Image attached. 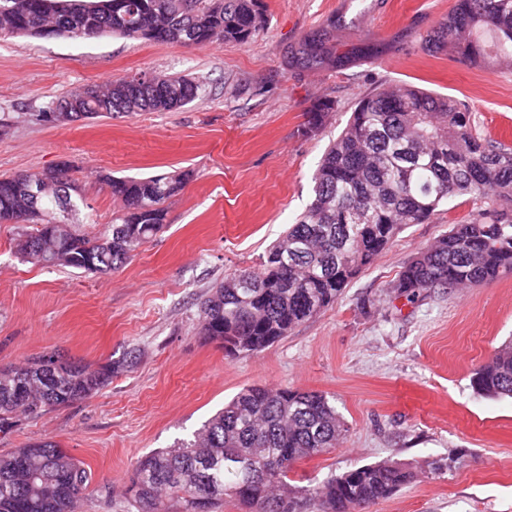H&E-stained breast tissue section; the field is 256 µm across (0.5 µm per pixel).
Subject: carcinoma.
Returning a JSON list of instances; mask_svg holds the SVG:
<instances>
[{
    "mask_svg": "<svg viewBox=\"0 0 512 512\" xmlns=\"http://www.w3.org/2000/svg\"><path fill=\"white\" fill-rule=\"evenodd\" d=\"M264 22L261 0H0V38L121 34L188 47L248 43ZM428 53L451 50L477 61L491 56L512 66V0H456L448 17L423 37ZM305 68L334 67L340 59L323 35L304 40L296 56ZM204 84L187 76L140 74L95 85L83 118L170 112L193 101ZM69 96L38 115H56ZM336 108L319 99L304 133L318 132ZM187 173L104 178L121 201L103 233L89 239L69 216L86 207L62 162L39 174L0 179V224H36L15 241L16 253L37 264L110 275L162 229V204L178 195ZM304 213L263 256L259 273L224 278L202 300L201 333L230 353L256 355L303 321L333 305L351 280L409 224H422L453 198L473 207L448 234L409 260L392 281L409 303L428 291L481 285L512 272V148L482 134L461 102L413 85L378 87L358 101L313 177ZM41 187L32 199L24 186ZM133 358L91 369L75 361L49 376L40 359L0 369V434L17 416L88 399L128 371ZM488 399H512V345H502L472 375ZM347 427L329 397L317 392L242 389L190 438L138 460L127 493L138 512H213L230 498L253 512H277L280 501L317 505V512H361L415 478L405 464L384 460L353 467L310 487L288 481L293 465L325 453ZM281 459L258 475L252 458ZM90 475L50 440L0 453V512H75Z\"/></svg>",
    "mask_w": 512,
    "mask_h": 512,
    "instance_id": "1",
    "label": "carcinoma"
}]
</instances>
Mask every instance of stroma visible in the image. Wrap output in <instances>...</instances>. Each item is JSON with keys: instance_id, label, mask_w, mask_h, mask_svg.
Instances as JSON below:
<instances>
[{"instance_id": "obj_1", "label": "stroma", "mask_w": 512, "mask_h": 512, "mask_svg": "<svg viewBox=\"0 0 512 512\" xmlns=\"http://www.w3.org/2000/svg\"><path fill=\"white\" fill-rule=\"evenodd\" d=\"M265 22L244 45L190 48L109 34L0 39V177L69 162L93 237L119 205L103 183L191 171L165 203L163 232L108 275L23 262L19 232L0 224V368L59 352L98 367H133L91 398L21 417L0 453L51 440L92 477L80 512H133L122 493L142 456L189 437L242 388L327 395L348 431L335 449L298 462L306 486L388 458L415 478L366 512H512V400L478 395L475 367L512 339V273L485 285L394 298L404 263L463 220L460 197L405 227L336 303L255 356L227 355L200 332V303L224 277L259 271L262 256L305 210L312 174L358 99L414 85L474 112L488 137L512 145V68L429 55L426 33L455 0H261ZM325 34L343 63L310 70L293 56ZM144 72L206 83L171 112L48 125L34 115L81 87ZM321 97L336 110L303 133Z\"/></svg>"}]
</instances>
